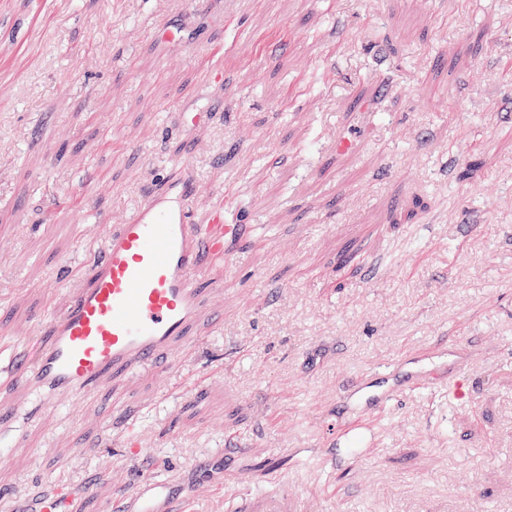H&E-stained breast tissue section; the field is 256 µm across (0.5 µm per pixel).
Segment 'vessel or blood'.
<instances>
[{
	"mask_svg": "<svg viewBox=\"0 0 512 512\" xmlns=\"http://www.w3.org/2000/svg\"><path fill=\"white\" fill-rule=\"evenodd\" d=\"M174 116L186 130L213 122L217 111L179 106ZM240 233L235 215L220 201L197 219L192 176L185 162H177L172 175L108 232L100 258L82 274L69 304L50 315L39 335L22 342L11 384L42 407L52 395L85 396L140 371L175 374L181 357L200 345L199 322L208 320L215 330L224 323V312L212 299L224 292L220 273ZM447 353L444 346L411 348L397 361L348 379V398L362 406L329 429L327 445L345 448L343 455L328 458L329 468L371 454L377 419L402 395L444 386L469 394L463 364L447 363ZM262 482L263 489L246 486L226 497L225 512H302L303 501L288 479L269 474ZM200 489L199 481L144 468L119 507L187 512ZM74 499L68 486H53L38 500L36 512H69Z\"/></svg>",
	"mask_w": 512,
	"mask_h": 512,
	"instance_id": "b4317fda",
	"label": "vessel or blood"
}]
</instances>
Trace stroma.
Masks as SVG:
<instances>
[{
  "label": "stroma",
  "instance_id": "1",
  "mask_svg": "<svg viewBox=\"0 0 512 512\" xmlns=\"http://www.w3.org/2000/svg\"><path fill=\"white\" fill-rule=\"evenodd\" d=\"M182 18L184 42H159ZM181 103L219 113L182 131ZM179 159L197 210L224 195L244 225L224 325L184 366L211 382L144 371L25 411L14 342ZM86 186L89 218L68 204ZM368 245L371 274L350 256ZM441 340L473 398L407 395L370 459L327 469L316 432L347 379ZM208 458L229 489L287 473L304 512H512V0H0V512L57 483L116 512L114 480Z\"/></svg>",
  "mask_w": 512,
  "mask_h": 512
}]
</instances>
